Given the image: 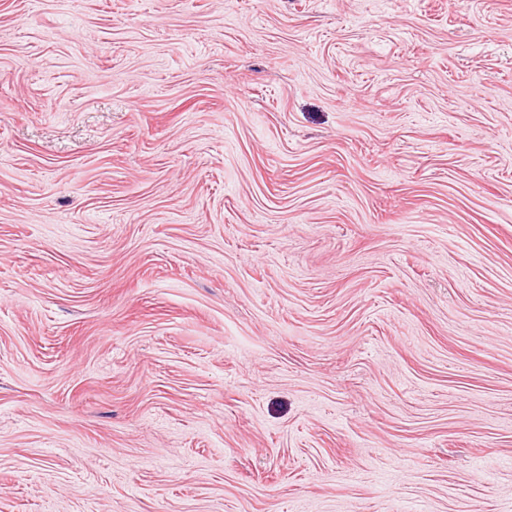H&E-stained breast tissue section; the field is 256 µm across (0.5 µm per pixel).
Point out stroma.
I'll return each instance as SVG.
<instances>
[{"label":"stroma","instance_id":"35a3bbf8","mask_svg":"<svg viewBox=\"0 0 512 512\" xmlns=\"http://www.w3.org/2000/svg\"><path fill=\"white\" fill-rule=\"evenodd\" d=\"M0 512H512V0H0Z\"/></svg>","mask_w":512,"mask_h":512}]
</instances>
